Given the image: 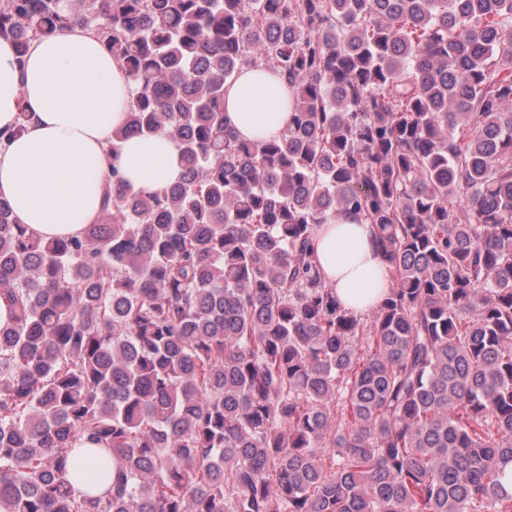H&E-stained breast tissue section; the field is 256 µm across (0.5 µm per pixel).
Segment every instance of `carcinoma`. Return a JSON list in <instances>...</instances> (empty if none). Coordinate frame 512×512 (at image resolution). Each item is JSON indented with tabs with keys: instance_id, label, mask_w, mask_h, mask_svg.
Returning <instances> with one entry per match:
<instances>
[{
	"instance_id": "cac0c4a2",
	"label": "carcinoma",
	"mask_w": 512,
	"mask_h": 512,
	"mask_svg": "<svg viewBox=\"0 0 512 512\" xmlns=\"http://www.w3.org/2000/svg\"><path fill=\"white\" fill-rule=\"evenodd\" d=\"M72 27L181 175L112 169L51 241L0 198V512H512V0H0L21 56ZM245 66L288 86L266 140ZM343 216L391 282L364 317L314 251ZM224 100L228 121L241 137L270 138L288 122V87L268 71L243 68Z\"/></svg>"
}]
</instances>
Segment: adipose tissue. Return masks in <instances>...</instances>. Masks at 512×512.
Here are the masks:
<instances>
[{"instance_id":"adipose-tissue-1","label":"adipose tissue","mask_w":512,"mask_h":512,"mask_svg":"<svg viewBox=\"0 0 512 512\" xmlns=\"http://www.w3.org/2000/svg\"><path fill=\"white\" fill-rule=\"evenodd\" d=\"M132 93L111 52L86 30L33 41L22 58L0 39V129L31 114L24 131L0 148V196L43 240L83 235L103 207L111 168L147 192L179 178V151L166 134L116 139ZM287 101L277 75L245 68L225 97L226 115L241 137L266 139L286 126ZM315 246L346 309L363 315L386 297L390 282L373 225H320Z\"/></svg>"}]
</instances>
